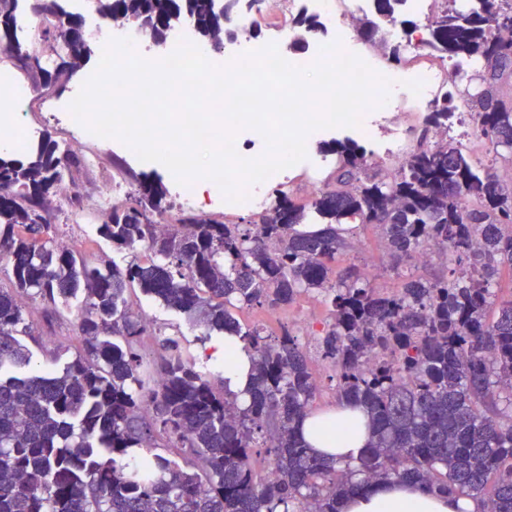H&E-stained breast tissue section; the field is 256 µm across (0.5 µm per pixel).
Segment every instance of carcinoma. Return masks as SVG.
Instances as JSON below:
<instances>
[{
	"label": "carcinoma",
	"instance_id": "carcinoma-1",
	"mask_svg": "<svg viewBox=\"0 0 512 512\" xmlns=\"http://www.w3.org/2000/svg\"><path fill=\"white\" fill-rule=\"evenodd\" d=\"M24 0H0V62L22 73L35 99L65 88L91 49L58 0L34 12L32 45L17 18ZM377 19L359 20L373 42L397 22L405 0H373ZM113 25L135 23L153 43L167 41L185 17L215 49L232 35L216 0H91ZM512 0H477L462 9L444 0L427 22L426 54L478 63L480 136L497 149L487 165L446 138L454 95L428 109L417 147L399 169L365 172L351 140H336L333 187L298 203L277 188L256 224H226L192 210L164 211L160 182H143L121 164L131 185L97 226L118 251L143 246L147 263L98 264L50 234L59 197L80 207L83 155L43 137L24 159L0 157V259L11 287L0 288V512H341V500L369 482L402 478L440 493L475 498L482 512H512V297L496 298L512 270V35L497 23ZM316 16L294 18L303 40ZM380 231L400 279L395 292L373 287L353 266L351 221ZM438 246L449 277L427 279L420 250ZM180 312L207 332L239 336L253 354L250 401L216 388L183 358L180 340H159L157 380L140 374L150 325L132 311L131 292ZM324 293L331 322L318 338L336 367V399L362 405L370 419L356 463L314 455L298 434L318 385L289 329L274 337L245 327L237 312L290 304L302 291ZM82 296V352L57 371L30 369L27 302L47 321ZM263 445L272 472L252 466ZM187 456L188 469L158 447Z\"/></svg>",
	"mask_w": 512,
	"mask_h": 512
}]
</instances>
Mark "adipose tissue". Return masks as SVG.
<instances>
[{
	"label": "adipose tissue",
	"instance_id": "obj_1",
	"mask_svg": "<svg viewBox=\"0 0 512 512\" xmlns=\"http://www.w3.org/2000/svg\"><path fill=\"white\" fill-rule=\"evenodd\" d=\"M212 355L224 362V389L240 404L249 401L251 357L242 339L216 337ZM306 444L325 457L351 461L360 457L369 438V419L356 403L341 401L328 409L311 411L299 424ZM342 512H479L473 498L427 491L420 485L391 479L371 483L351 493Z\"/></svg>",
	"mask_w": 512,
	"mask_h": 512
}]
</instances>
